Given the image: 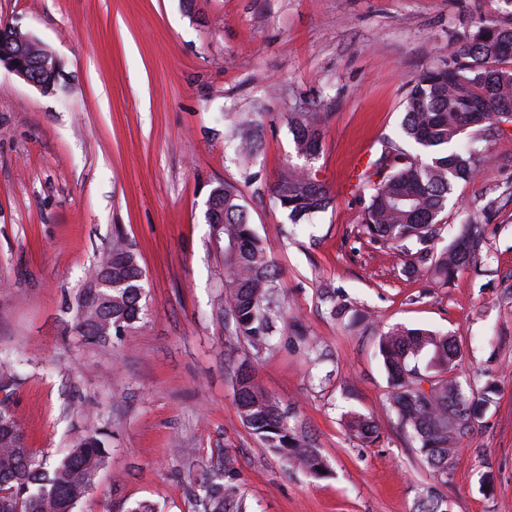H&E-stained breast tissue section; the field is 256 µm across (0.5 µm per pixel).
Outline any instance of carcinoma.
I'll return each mask as SVG.
<instances>
[{
  "label": "carcinoma",
  "mask_w": 512,
  "mask_h": 512,
  "mask_svg": "<svg viewBox=\"0 0 512 512\" xmlns=\"http://www.w3.org/2000/svg\"><path fill=\"white\" fill-rule=\"evenodd\" d=\"M512 114V25L482 22L463 35L450 60L410 82L402 139L408 150L387 139L377 158L356 175L357 191L368 193L362 224L370 239L400 248L404 271L443 282L477 261L484 228L471 218L461 224L447 246L438 250V224L445 218L455 184L474 178L487 160L467 132L500 130L502 113ZM232 126L229 147L249 165L260 152V119L256 112L239 117L224 113ZM324 116L316 111L291 112L288 124L295 150L305 159L321 148ZM273 194L288 211L291 224H305L333 203L326 186L308 168L291 164L279 175ZM208 216L210 244L224 265V326L256 349L272 345L277 318L276 264L250 224L239 189L224 183L211 191ZM145 274L132 245L122 235L94 266L88 288L76 298L71 328L93 341L124 336L148 316ZM379 354L393 382L390 401L426 465L444 475L460 442L495 402L498 389L487 380L474 387L447 376L462 359L457 339L424 328L393 326L379 340ZM429 389L422 388L423 383ZM236 404L243 424L263 447L318 476L326 469L322 456L305 440L291 410L281 408L255 382L246 364L236 369ZM350 431L363 440L379 437L376 423L350 415ZM109 462L107 433L78 439L55 464L27 446L21 425L0 400V512H76ZM230 469L195 486L203 512H235L238 504L224 492Z\"/></svg>",
  "instance_id": "cac0c4a2"
}]
</instances>
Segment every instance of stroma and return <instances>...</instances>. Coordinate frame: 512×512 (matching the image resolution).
<instances>
[{
    "mask_svg": "<svg viewBox=\"0 0 512 512\" xmlns=\"http://www.w3.org/2000/svg\"><path fill=\"white\" fill-rule=\"evenodd\" d=\"M505 0H0V27L29 32L59 60L45 93L0 66V357L19 381L10 407L29 447L64 456L107 432L110 466L79 512H197L189 482L231 461L247 512H512V125L457 183L440 245L479 213L477 264L442 286L403 272L361 224L357 164L397 138L412 79L458 49ZM325 113L307 166L333 203L292 226L272 188L297 162L289 113ZM258 112L252 180L220 111ZM238 187L281 272L284 325L255 351L224 330V267L209 242L211 190ZM493 209H486V202ZM138 254L149 314L88 342L68 304L115 233ZM347 307L344 317L332 305ZM395 325L453 335L455 373L498 396L446 476L428 469L389 405L379 338ZM293 409L327 462L322 477L262 448L235 403L236 367ZM361 413L379 437L346 426Z\"/></svg>",
    "mask_w": 512,
    "mask_h": 512,
    "instance_id": "stroma-1",
    "label": "stroma"
}]
</instances>
